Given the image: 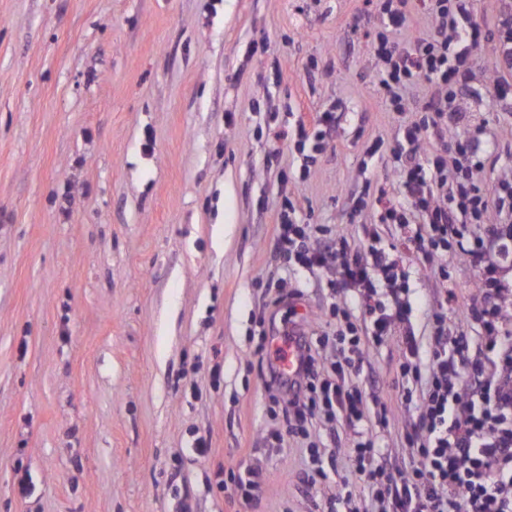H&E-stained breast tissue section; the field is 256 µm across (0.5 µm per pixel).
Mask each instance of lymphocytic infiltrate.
I'll use <instances>...</instances> for the list:
<instances>
[{
    "label": "lymphocytic infiltrate",
    "mask_w": 512,
    "mask_h": 512,
    "mask_svg": "<svg viewBox=\"0 0 512 512\" xmlns=\"http://www.w3.org/2000/svg\"><path fill=\"white\" fill-rule=\"evenodd\" d=\"M411 2L386 0L384 11L392 31L378 35L370 51L381 63L379 85L391 111L404 112L407 88L422 83L432 88L419 106L420 118L401 124L402 139L391 149L398 160L401 191L420 210L423 221L407 223L383 190L377 196L383 206L381 219L402 225L401 246L423 259L452 245L481 271L477 295L461 307L467 318L479 319L483 341L472 346L467 332L449 329L447 314L436 310V347L428 364H421L409 289L395 255L374 243L364 252H351L345 240L322 226L295 223L294 205L286 203L276 236L289 264L336 266L342 287L358 291L371 332H337L343 347L327 367L322 364L326 339L303 341L299 376L283 399L287 427L271 438L281 444L290 437L307 436L315 421L343 418L351 425L361 424L365 393L358 378L363 349L384 342L400 326L404 332L398 344L399 375L419 386L422 400L406 434L412 460L408 468L391 475L375 440L360 435L348 456L352 475L368 487L369 499L363 503L345 493L348 512H512V336L500 325V286L488 243L470 237L458 222L459 215L475 218L491 205L512 216V182L502 184L493 197L476 184L473 175L486 161L479 136L424 146L429 128L463 119L459 94L470 84L474 48L481 39L501 41L503 54L491 82L500 100H512V13L500 15L496 25L486 29L473 21L471 0H422L433 28L403 44L395 34L408 24ZM490 360L498 368L493 377L485 372Z\"/></svg>",
    "instance_id": "obj_1"
}]
</instances>
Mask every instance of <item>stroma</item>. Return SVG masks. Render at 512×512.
I'll return each instance as SVG.
<instances>
[{"label":"stroma","instance_id":"35a3bbf8","mask_svg":"<svg viewBox=\"0 0 512 512\" xmlns=\"http://www.w3.org/2000/svg\"><path fill=\"white\" fill-rule=\"evenodd\" d=\"M378 0H0V512H317L344 459L303 481L260 346L364 328L332 268L289 266L275 224L378 236L375 190L395 189L389 149L430 88L390 112L369 42ZM501 47L474 50L465 120L485 190L512 181V104L487 79ZM336 109L323 150L298 123ZM444 266L439 279L431 265ZM422 353L432 312L476 292L456 249L407 254ZM398 339L370 345L364 416L393 470L408 466ZM395 416L380 426L382 406ZM205 437L208 450L195 443ZM261 485L256 506L240 486Z\"/></svg>","mask_w":512,"mask_h":512}]
</instances>
